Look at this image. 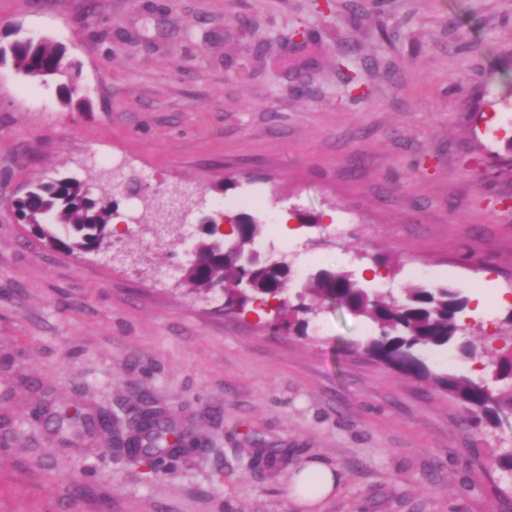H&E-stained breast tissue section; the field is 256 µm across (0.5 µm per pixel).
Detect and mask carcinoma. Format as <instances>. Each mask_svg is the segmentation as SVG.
Listing matches in <instances>:
<instances>
[{
    "label": "carcinoma",
    "instance_id": "obj_1",
    "mask_svg": "<svg viewBox=\"0 0 512 512\" xmlns=\"http://www.w3.org/2000/svg\"><path fill=\"white\" fill-rule=\"evenodd\" d=\"M9 62L17 71L32 78L67 77L69 83L61 90L66 100H71L76 75L62 45L49 39L29 38L0 42V66ZM12 208L18 223L34 225L37 239L69 254L97 251L109 243L112 235L110 222L115 213L114 202L106 195L91 197L87 185L76 178L39 181L16 199ZM263 230L259 219L252 217L247 233L239 240V247L251 248ZM198 250L203 266L201 271H191L184 276L188 289L207 294L211 285L221 283L224 292L235 295L241 280L237 266L214 257V247L207 237L200 239ZM332 275L331 286L336 288L341 300L350 305L355 315L379 327L382 340L369 341L368 353L373 355L382 350L391 359L397 351H406L407 363L398 364L397 370L431 382L470 412H481L494 427H500L495 416L505 408H512L511 359L504 356L492 362L493 379L511 382L508 390L495 395L485 381L477 382L463 374L433 372L417 355L421 349L443 347L467 331L463 319L469 299L463 289L417 285L396 296L391 292L373 291L348 272L334 271ZM252 281L255 290L240 299L243 304L264 299L270 288H288L287 278L261 264L253 268ZM304 296L314 307L321 306L326 301V282L309 279ZM112 434L125 445L129 455L160 463L175 457V449L188 443L186 433L177 431L171 421L159 418L158 411L147 403L141 407L126 435H121L120 424L116 421L112 424Z\"/></svg>",
    "mask_w": 512,
    "mask_h": 512
}]
</instances>
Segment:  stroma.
<instances>
[{
    "label": "stroma",
    "mask_w": 512,
    "mask_h": 512,
    "mask_svg": "<svg viewBox=\"0 0 512 512\" xmlns=\"http://www.w3.org/2000/svg\"><path fill=\"white\" fill-rule=\"evenodd\" d=\"M64 46L78 74L0 67V512H305L294 470L332 466L312 512H512V432L369 354L375 327L324 304L308 326L223 314L188 293L158 196L261 216L291 265L384 272L512 310V0H0V32ZM108 191L126 234L66 254L10 204L39 180ZM234 188L218 191V184ZM479 336L423 353L483 377ZM193 433L161 465L69 436L53 416L128 424L143 406Z\"/></svg>",
    "instance_id": "stroma-1"
}]
</instances>
